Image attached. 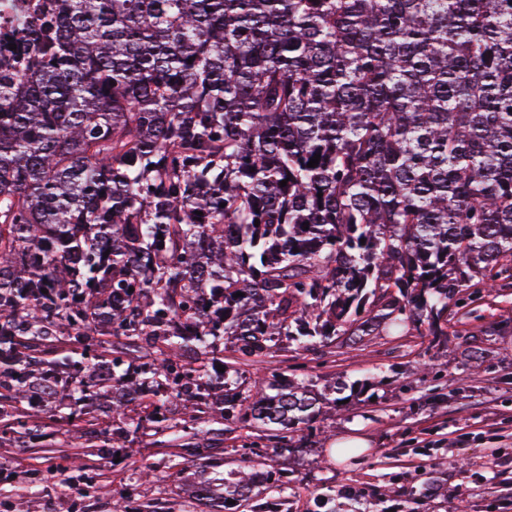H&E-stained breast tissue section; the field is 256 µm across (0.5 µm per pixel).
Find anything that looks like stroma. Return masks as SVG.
Listing matches in <instances>:
<instances>
[{
	"mask_svg": "<svg viewBox=\"0 0 512 512\" xmlns=\"http://www.w3.org/2000/svg\"><path fill=\"white\" fill-rule=\"evenodd\" d=\"M463 299L439 342L414 328L275 357L285 375L305 365L318 398L306 447L257 457L228 440L176 455L137 440L131 454L158 479L131 489L125 462L100 446L112 427L100 399L82 431L49 420L48 439L18 432L0 447V512H113L130 490L159 512H217L224 472L238 467L261 468L270 501L287 473L291 512H512V282ZM351 434L367 448L337 459ZM328 487L336 496L319 506Z\"/></svg>",
	"mask_w": 512,
	"mask_h": 512,
	"instance_id": "stroma-1",
	"label": "stroma"
}]
</instances>
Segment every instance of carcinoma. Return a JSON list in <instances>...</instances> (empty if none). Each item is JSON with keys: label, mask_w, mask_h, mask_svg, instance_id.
<instances>
[{"label": "carcinoma", "mask_w": 512, "mask_h": 512, "mask_svg": "<svg viewBox=\"0 0 512 512\" xmlns=\"http://www.w3.org/2000/svg\"><path fill=\"white\" fill-rule=\"evenodd\" d=\"M13 23L0 415L26 402L31 435L110 395L106 452L211 448L218 419L297 448L309 383L240 366L446 336L462 289L512 279V0H22Z\"/></svg>", "instance_id": "cac0c4a2"}]
</instances>
